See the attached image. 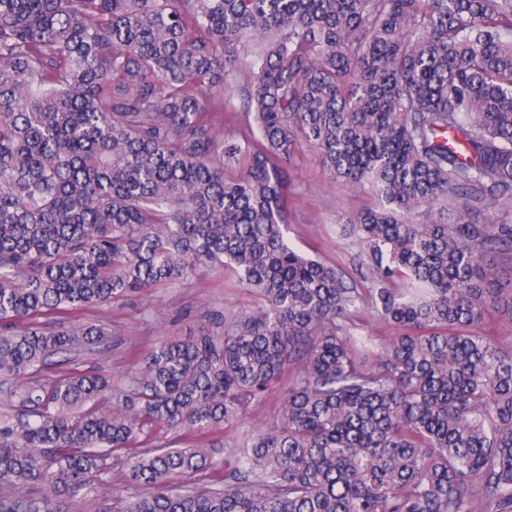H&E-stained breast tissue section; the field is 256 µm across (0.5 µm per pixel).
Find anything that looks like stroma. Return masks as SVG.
I'll return each mask as SVG.
<instances>
[{
	"mask_svg": "<svg viewBox=\"0 0 512 512\" xmlns=\"http://www.w3.org/2000/svg\"><path fill=\"white\" fill-rule=\"evenodd\" d=\"M374 203L368 192L353 190L343 181L332 179L312 149L297 152L288 168L289 240L302 254L336 266L349 283L360 289L371 287L372 273L358 246L343 236L341 228L353 213ZM251 305V297L231 287L223 272L206 270L149 292H133L100 306L73 309L61 317L37 314L29 321L37 325L62 321L105 325L110 333L106 351L79 355L69 363L50 368L49 373L55 377L91 368L118 383L135 373L162 340L185 339L206 327L208 310L236 313ZM287 393V381H280L262 401L251 404L243 419L224 429L225 441L243 440L256 427L271 423L280 413Z\"/></svg>",
	"mask_w": 512,
	"mask_h": 512,
	"instance_id": "stroma-1",
	"label": "stroma"
}]
</instances>
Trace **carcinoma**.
<instances>
[{
	"label": "carcinoma",
	"instance_id": "cac0c4a2",
	"mask_svg": "<svg viewBox=\"0 0 512 512\" xmlns=\"http://www.w3.org/2000/svg\"><path fill=\"white\" fill-rule=\"evenodd\" d=\"M303 144L377 197L345 225L376 287L285 237ZM477 210L512 213V0H0V512L88 499L110 459L97 512H512V347L473 331L512 223ZM203 267L253 308L117 386L43 374L108 333L25 318ZM367 312L401 332L374 348ZM290 368L219 472L213 434ZM156 428L199 441L142 448Z\"/></svg>",
	"mask_w": 512,
	"mask_h": 512
}]
</instances>
